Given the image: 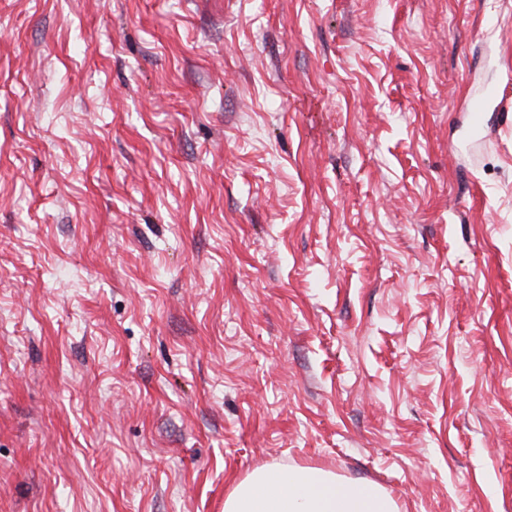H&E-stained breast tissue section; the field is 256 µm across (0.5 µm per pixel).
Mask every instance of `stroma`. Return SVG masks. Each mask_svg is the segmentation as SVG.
Listing matches in <instances>:
<instances>
[{
    "mask_svg": "<svg viewBox=\"0 0 512 512\" xmlns=\"http://www.w3.org/2000/svg\"><path fill=\"white\" fill-rule=\"evenodd\" d=\"M512 0H0V512H224L270 464L512 512ZM495 103L496 108L500 107L504 111L507 107L508 110V104L505 105L503 99L490 91H485L471 100L468 112L473 136L477 138L485 137L484 113L488 112Z\"/></svg>",
    "mask_w": 512,
    "mask_h": 512,
    "instance_id": "stroma-1",
    "label": "stroma"
}]
</instances>
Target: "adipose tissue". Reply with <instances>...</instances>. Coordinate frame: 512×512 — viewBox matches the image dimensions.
Returning <instances> with one entry per match:
<instances>
[{
  "instance_id": "ef3b65f1",
  "label": "adipose tissue",
  "mask_w": 512,
  "mask_h": 512,
  "mask_svg": "<svg viewBox=\"0 0 512 512\" xmlns=\"http://www.w3.org/2000/svg\"><path fill=\"white\" fill-rule=\"evenodd\" d=\"M224 512H398L393 497L369 482L344 483L329 472L272 464L237 483Z\"/></svg>"
}]
</instances>
